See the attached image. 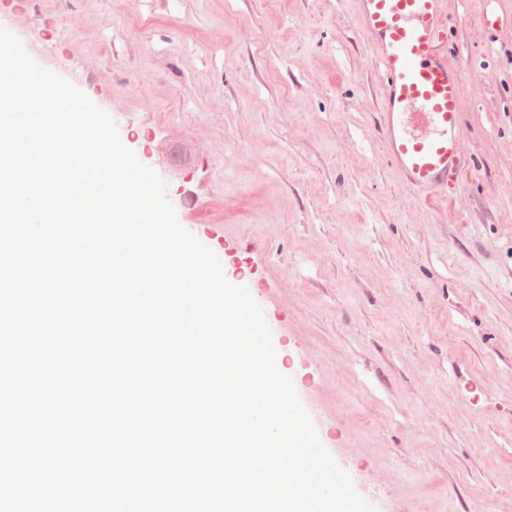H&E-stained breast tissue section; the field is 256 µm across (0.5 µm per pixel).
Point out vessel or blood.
Wrapping results in <instances>:
<instances>
[{
  "label": "vessel or blood",
  "instance_id": "obj_1",
  "mask_svg": "<svg viewBox=\"0 0 512 512\" xmlns=\"http://www.w3.org/2000/svg\"><path fill=\"white\" fill-rule=\"evenodd\" d=\"M384 78L379 131L404 182L427 201L460 196L471 167L447 0H355Z\"/></svg>",
  "mask_w": 512,
  "mask_h": 512
}]
</instances>
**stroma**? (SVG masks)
<instances>
[{"mask_svg": "<svg viewBox=\"0 0 512 512\" xmlns=\"http://www.w3.org/2000/svg\"><path fill=\"white\" fill-rule=\"evenodd\" d=\"M447 2L472 166L428 203L386 154L355 0H0L248 289L377 512H512V0Z\"/></svg>", "mask_w": 512, "mask_h": 512, "instance_id": "35a3bbf8", "label": "stroma"}]
</instances>
